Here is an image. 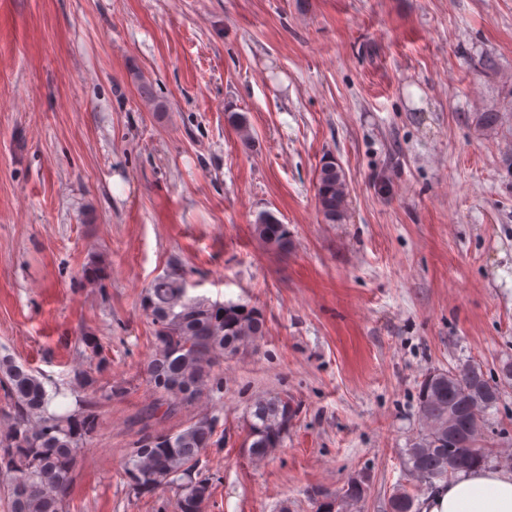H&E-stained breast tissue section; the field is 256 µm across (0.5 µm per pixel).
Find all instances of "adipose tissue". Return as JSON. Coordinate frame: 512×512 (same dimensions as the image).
<instances>
[{
	"label": "adipose tissue",
	"mask_w": 512,
	"mask_h": 512,
	"mask_svg": "<svg viewBox=\"0 0 512 512\" xmlns=\"http://www.w3.org/2000/svg\"><path fill=\"white\" fill-rule=\"evenodd\" d=\"M420 512H512V471L479 467L439 483Z\"/></svg>",
	"instance_id": "obj_1"
}]
</instances>
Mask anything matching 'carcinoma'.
Instances as JSON below:
<instances>
[{
	"mask_svg": "<svg viewBox=\"0 0 512 512\" xmlns=\"http://www.w3.org/2000/svg\"><path fill=\"white\" fill-rule=\"evenodd\" d=\"M228 124L248 146L253 135L246 114L230 112ZM349 188L336 159L321 164L316 178L318 210L327 224H342L347 218ZM264 243L281 250L291 246L288 225L272 212L253 225ZM145 308L153 325V349L147 362L148 382L170 413L177 406L201 401L219 385L214 369L224 360L225 349L255 348L267 328L263 313L245 304L212 302L188 295L180 262L154 280L146 289ZM79 343L86 358L97 357L101 344L94 335H83ZM79 370L74 384L86 394L75 413L49 411L52 397L44 382L30 369L10 357H0V390L8 411L0 417V474L9 476L6 497L9 512H63L73 484L76 455L83 438L93 432L102 402L120 394L105 390L98 374L103 370ZM499 399L496 384L480 368L466 365L450 379L446 371H433L419 391L421 432L405 449L409 470L425 479L446 478L458 471L485 463L487 454L476 438L464 435L454 450L439 445L448 439V418L466 421L476 401L483 409ZM286 411L284 399L269 396L256 401L247 426L249 447L264 460L282 447L285 436L279 426ZM214 419L203 415L172 434L150 436L152 445L137 446L126 463L133 489L154 493L176 489L175 512H202L212 495L209 479L201 477L200 456L213 443ZM366 483L350 481L342 494H322L319 512H340L342 505L354 507L365 496ZM413 497L405 490L390 500V512H412Z\"/></svg>",
	"mask_w": 512,
	"mask_h": 512,
	"instance_id": "obj_1",
	"label": "carcinoma"
}]
</instances>
